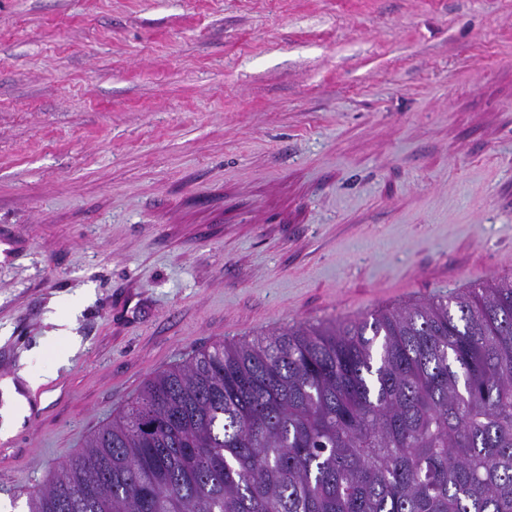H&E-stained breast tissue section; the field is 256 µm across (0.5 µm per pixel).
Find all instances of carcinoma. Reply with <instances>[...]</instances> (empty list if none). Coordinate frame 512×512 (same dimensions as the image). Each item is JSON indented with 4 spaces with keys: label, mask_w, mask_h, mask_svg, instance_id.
<instances>
[{
    "label": "carcinoma",
    "mask_w": 512,
    "mask_h": 512,
    "mask_svg": "<svg viewBox=\"0 0 512 512\" xmlns=\"http://www.w3.org/2000/svg\"><path fill=\"white\" fill-rule=\"evenodd\" d=\"M28 512H512V277L219 343L150 378Z\"/></svg>",
    "instance_id": "obj_1"
}]
</instances>
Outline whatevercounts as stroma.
Wrapping results in <instances>:
<instances>
[{
  "instance_id": "stroma-1",
  "label": "stroma",
  "mask_w": 512,
  "mask_h": 512,
  "mask_svg": "<svg viewBox=\"0 0 512 512\" xmlns=\"http://www.w3.org/2000/svg\"><path fill=\"white\" fill-rule=\"evenodd\" d=\"M505 276L512 0H0V500L199 351ZM16 384L12 378L0 380L2 398L6 404L1 408V437L9 436L17 431L24 423V418L29 414V406L24 396L16 390Z\"/></svg>"
}]
</instances>
